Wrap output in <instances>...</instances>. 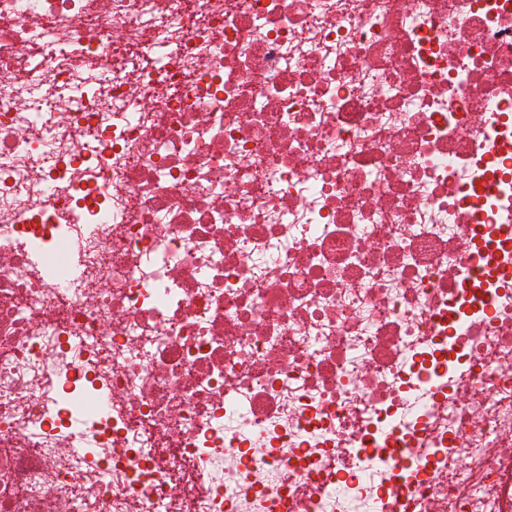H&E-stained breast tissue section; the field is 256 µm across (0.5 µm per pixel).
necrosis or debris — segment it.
<instances>
[{
    "instance_id": "1",
    "label": "necrosis or debris",
    "mask_w": 512,
    "mask_h": 512,
    "mask_svg": "<svg viewBox=\"0 0 512 512\" xmlns=\"http://www.w3.org/2000/svg\"><path fill=\"white\" fill-rule=\"evenodd\" d=\"M0 512H512V0H0Z\"/></svg>"
}]
</instances>
